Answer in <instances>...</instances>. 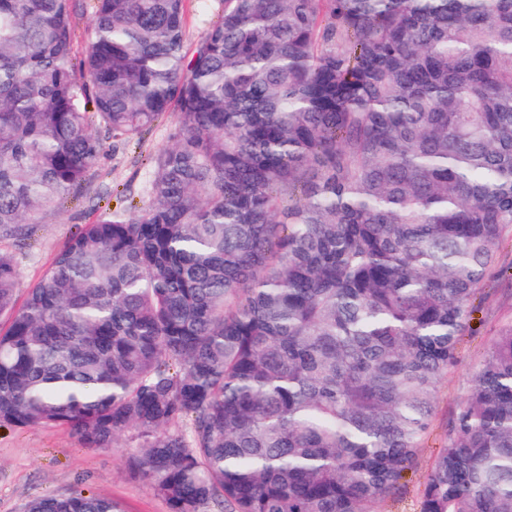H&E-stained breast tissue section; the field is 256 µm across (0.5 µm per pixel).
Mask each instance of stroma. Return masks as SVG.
<instances>
[{
  "label": "stroma",
  "instance_id": "stroma-1",
  "mask_svg": "<svg viewBox=\"0 0 512 512\" xmlns=\"http://www.w3.org/2000/svg\"><path fill=\"white\" fill-rule=\"evenodd\" d=\"M174 124L166 119L143 133L140 141L107 142V155L92 171L83 192L64 205L48 208L28 245L14 247L19 276L17 296L49 267L72 233L94 223L105 210L123 212L149 202L150 157L167 147ZM496 275L481 293V310L456 349V363L441 382L433 426L417 469L406 477L401 494L385 499L381 512H418L420 492L434 451L448 436V425L466 395L484 349L502 322L512 319V232L498 250ZM129 440L101 450L83 448L64 426L0 427V512H22L35 497L83 489L118 502L122 512H169L167 503L127 467Z\"/></svg>",
  "mask_w": 512,
  "mask_h": 512
}]
</instances>
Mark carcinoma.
I'll list each match as a JSON object with an SVG mask.
<instances>
[{
	"mask_svg": "<svg viewBox=\"0 0 512 512\" xmlns=\"http://www.w3.org/2000/svg\"><path fill=\"white\" fill-rule=\"evenodd\" d=\"M0 0V426L63 425L169 512H378L512 230V0ZM148 206L17 304L5 241L165 116ZM24 512H121L75 490ZM420 512H512V321ZM186 5L185 38L188 46L196 43L209 24L216 21L222 11L221 0H184Z\"/></svg>",
	"mask_w": 512,
	"mask_h": 512,
	"instance_id": "1",
	"label": "carcinoma"
}]
</instances>
